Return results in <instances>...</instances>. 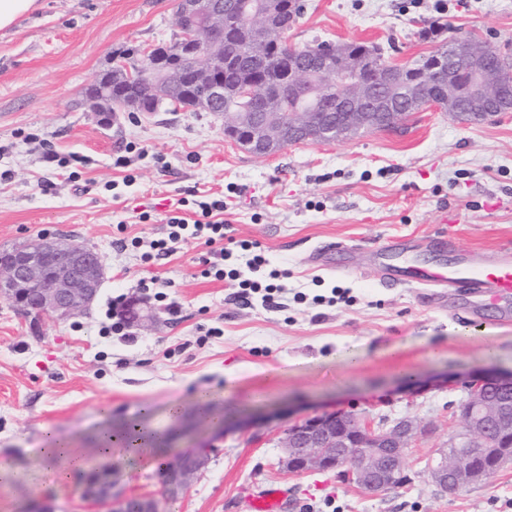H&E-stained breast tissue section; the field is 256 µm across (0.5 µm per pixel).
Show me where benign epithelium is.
I'll return each instance as SVG.
<instances>
[{"instance_id":"1","label":"benign epithelium","mask_w":512,"mask_h":512,"mask_svg":"<svg viewBox=\"0 0 512 512\" xmlns=\"http://www.w3.org/2000/svg\"><path fill=\"white\" fill-rule=\"evenodd\" d=\"M239 10L238 6L224 8V0H182L187 35L181 51L197 60L196 72L207 75L211 69L223 67L224 34L237 27ZM279 22L278 11L270 4L255 31L277 27ZM333 56L345 60V67L336 73L338 81L362 69V63L348 57L341 46H333L310 63L290 71L284 92H304L310 70H328ZM489 56V51L479 50L469 41L455 42L453 53L434 66L437 77L448 86L445 99L426 96L417 81H401L411 70L407 65L384 66L382 77L424 108L442 105L454 111L458 107L453 94L455 71L463 64L470 71L472 99L495 111L509 106V101L499 94L504 84L493 72ZM198 87L202 89L198 101L203 107L213 109L224 101L222 78H212ZM346 102L350 103L349 112L336 131L306 116L284 123L264 104L263 111L250 113L251 137L244 147L261 158L274 154L286 143H325L355 129L396 122L397 113L381 104L371 85L358 86ZM104 275L97 252L70 240L40 235L0 255V298L26 313L69 318L91 308ZM460 385L468 393L461 410L462 430L448 441V447L438 457L427 463L429 478L442 490L450 485L457 490L470 487L491 476L489 469L475 461L474 450L486 447L492 436L497 438L498 463L512 460V371L463 378ZM421 434L418 421L412 418L400 419L388 428H374L353 410L316 414L298 419L286 429L279 465L289 472L336 469L367 493L379 494L397 485L398 475L409 466V449ZM205 464V449L186 452L162 472L163 495H181ZM82 498L86 505L106 512H159L158 502L151 496L116 494L110 473L89 481Z\"/></svg>"}]
</instances>
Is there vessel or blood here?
I'll return each mask as SVG.
<instances>
[{
    "mask_svg": "<svg viewBox=\"0 0 512 512\" xmlns=\"http://www.w3.org/2000/svg\"><path fill=\"white\" fill-rule=\"evenodd\" d=\"M373 265L385 282L412 288H424L431 294L455 288L470 295L476 306L512 303V245L498 247L492 259L474 252L459 253L455 263H420L403 241L394 239L377 247ZM288 491L272 484L248 504L249 512H286Z\"/></svg>",
    "mask_w": 512,
    "mask_h": 512,
    "instance_id": "obj_1",
    "label": "vessel or blood"
}]
</instances>
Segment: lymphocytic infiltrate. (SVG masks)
<instances>
[{"instance_id":"obj_1","label":"lymphocytic infiltrate","mask_w":512,"mask_h":512,"mask_svg":"<svg viewBox=\"0 0 512 512\" xmlns=\"http://www.w3.org/2000/svg\"><path fill=\"white\" fill-rule=\"evenodd\" d=\"M227 207L223 197L210 194H193L182 197L173 203L166 219L165 237L142 244L140 238H121L122 247H133L141 252L140 260L151 264L172 256L178 243L188 240L199 241L206 249L202 260L203 277L218 281L236 282L238 297L244 304L260 299L263 306L275 308L284 291L278 280L283 273L279 270H267V260L256 243L241 242V250L250 254L246 270L225 269L224 267V211Z\"/></svg>"}]
</instances>
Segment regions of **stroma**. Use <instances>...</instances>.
Listing matches in <instances>:
<instances>
[{"label": "stroma", "mask_w": 512, "mask_h": 512, "mask_svg": "<svg viewBox=\"0 0 512 512\" xmlns=\"http://www.w3.org/2000/svg\"><path fill=\"white\" fill-rule=\"evenodd\" d=\"M289 45L363 41L387 58L412 62L433 48L430 30L476 36L512 48V0H301ZM178 0H36L0 29V251L50 234L95 249L105 281L92 308L60 320L25 314L0 300V512H82L78 470L57 478L48 440L67 444L92 468L113 472L117 491L149 493L160 512H245L264 486L287 487V512H503L512 464L457 493L431 483L426 463L459 430L465 393L458 377L512 371V323L473 312L447 292L389 288L368 274L369 254L407 236L424 263L455 253L491 254L512 243V112L465 120L436 108L411 113L399 130H371L330 144L297 143L258 159L224 134L214 112L93 110L84 91L125 49L146 54L173 40ZM136 182L121 185L114 159L127 144ZM69 158L71 182L45 149ZM118 182L111 190L110 182ZM192 189L223 193L228 260L241 268L240 242L258 243L271 268L287 270L286 308H246L227 281L202 277L195 241L147 266L126 237L156 239L174 199ZM151 220L140 222L141 211ZM454 223H447V216ZM449 250L438 253V237ZM352 247L358 267L337 273L312 260L318 247ZM169 282L164 300L142 288ZM348 294L330 301L332 288ZM150 308L152 324L127 318L123 334L102 326L113 296ZM212 396L203 418L196 396ZM180 416L170 419L171 405ZM355 410L374 426L418 419L407 483L365 494L336 472L280 468L293 421ZM146 418L161 437L149 458L94 453L99 433ZM208 448L205 467L178 498L161 495L159 473L184 450Z\"/></svg>", "instance_id": "1"}]
</instances>
